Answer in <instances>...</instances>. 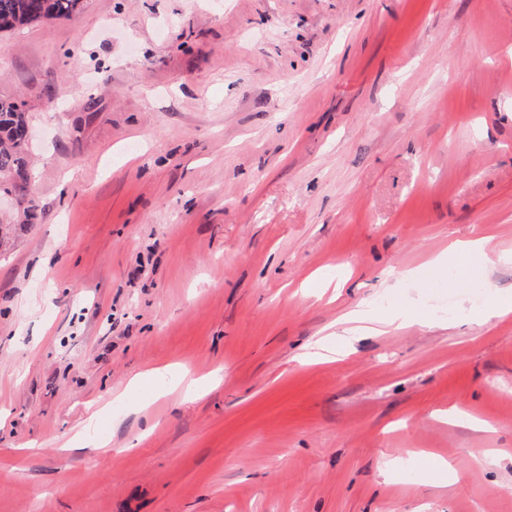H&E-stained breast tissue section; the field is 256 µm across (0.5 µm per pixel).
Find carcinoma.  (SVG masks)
Masks as SVG:
<instances>
[{
    "label": "carcinoma",
    "mask_w": 512,
    "mask_h": 512,
    "mask_svg": "<svg viewBox=\"0 0 512 512\" xmlns=\"http://www.w3.org/2000/svg\"><path fill=\"white\" fill-rule=\"evenodd\" d=\"M82 7V0H0V32L69 18ZM28 126L22 103L0 98V195H11L23 223L32 224L37 206L28 190L32 165L29 140L24 138Z\"/></svg>",
    "instance_id": "carcinoma-1"
}]
</instances>
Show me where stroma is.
Returning a JSON list of instances; mask_svg holds the SVG:
<instances>
[{"instance_id":"stroma-1","label":"stroma","mask_w":512,"mask_h":512,"mask_svg":"<svg viewBox=\"0 0 512 512\" xmlns=\"http://www.w3.org/2000/svg\"><path fill=\"white\" fill-rule=\"evenodd\" d=\"M0 98V512H512V0H84ZM28 126L22 103L0 98V195L12 196L15 210L24 217L22 224H33L37 218L28 190L32 165ZM492 237L484 236L469 240L455 246V249L462 254H475L483 257L486 262H492L491 257L496 254L495 249L491 243Z\"/></svg>"}]
</instances>
